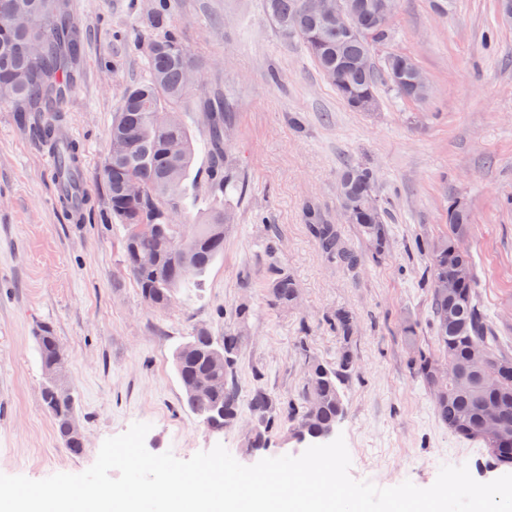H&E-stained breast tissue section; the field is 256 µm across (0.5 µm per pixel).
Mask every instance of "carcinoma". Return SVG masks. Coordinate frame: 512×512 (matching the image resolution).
<instances>
[{
    "instance_id": "carcinoma-1",
    "label": "carcinoma",
    "mask_w": 512,
    "mask_h": 512,
    "mask_svg": "<svg viewBox=\"0 0 512 512\" xmlns=\"http://www.w3.org/2000/svg\"><path fill=\"white\" fill-rule=\"evenodd\" d=\"M306 0H264L266 13L286 36L305 44L323 77L353 112L358 102L378 98L379 83L400 99L426 100L428 79L417 80L419 65L404 53H390L369 64L375 46L391 38V22L380 17L386 0H345L352 13V30H338L324 16L305 8ZM169 0H154L148 31L139 34L145 60V78L125 86L119 109L112 117L110 146L98 176L108 187L112 221L125 230L123 267L141 298L156 310L167 308L183 288L196 287L224 254V226L234 223L230 196L242 195L244 183L229 164L224 148L228 118L224 98L208 104L210 166L206 187L199 191L194 174L195 147L184 120V108L193 96L189 75L194 64L177 36L167 30ZM81 31L67 0H0V105L15 108L20 121L38 113L37 132L48 142L57 139L58 126L44 120L59 112L79 81ZM345 192L354 205L352 223L363 246L352 245L341 227L314 203L305 206V223L324 260L348 273H357L369 259L383 256L392 245L386 206L377 195L375 171L359 162L340 172ZM134 185L137 196L123 189ZM440 236L420 234L412 250L426 265L423 279L430 291L432 330L437 353L417 347L416 325L407 321L402 333L411 351L410 363L432 395L438 420L459 438L484 445L496 468L512 469V349L501 345L500 329L481 304L473 256L455 248L458 237L469 235L472 217L459 200L448 202ZM194 240L185 264L171 262L168 246ZM140 252L156 262L135 264ZM465 276L447 294L439 283ZM268 305L277 310L295 308L300 289L286 270L276 271L265 284ZM251 311L239 305L224 313L241 328ZM340 340L336 359L327 362L300 344L306 365L298 397L288 401L270 391L255 372L249 390L250 426L244 452L256 456L272 441L325 440L345 417L346 384L356 373L352 340L358 329L356 314L338 308L327 317ZM35 341L44 373L57 365L55 330L42 323ZM241 337L227 330L217 337L205 328L180 343L174 351V369L186 407L211 432L221 434L237 425L241 387L237 375ZM42 402L64 449L83 455L84 438L77 431V397L65 374L45 381Z\"/></svg>"
}]
</instances>
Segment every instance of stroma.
<instances>
[{"instance_id":"stroma-1","label":"stroma","mask_w":512,"mask_h":512,"mask_svg":"<svg viewBox=\"0 0 512 512\" xmlns=\"http://www.w3.org/2000/svg\"><path fill=\"white\" fill-rule=\"evenodd\" d=\"M150 0H69L82 31L80 81L64 106V124L81 147L88 182L84 217L74 222L57 200L45 144L13 110L0 107V474L40 480L78 474L103 441L136 422L150 424L149 452L181 460L223 445L241 464L242 431L210 432L183 405L173 353L199 327L224 333V312L252 310L238 372L249 387L260 370L270 390L296 396L303 366L299 344L322 359L339 340L325 321L339 307L359 318L352 349L358 373L346 390L337 427L357 481L431 486L441 466H470L480 482L484 448L448 432L428 389L409 364L403 341L413 321L431 344L424 260L410 245L439 235L451 200L470 209L467 246L479 296L502 338L512 337V24L498 0H399L390 41L376 58L411 55L427 74L423 104L381 90L373 112L349 111L304 45L278 31L262 0H173L171 25L190 50L199 86L184 118L196 141V169L207 168L203 109L214 94L232 107L227 150L245 194L224 230V254L198 288L181 290L164 311L149 308L124 272L121 225L105 222L109 192L97 173L126 83L144 77L136 37ZM300 125H293V118ZM351 162L370 165L377 194L392 216L393 244L357 274L328 265L304 222L315 202L338 210L336 185ZM299 283L300 305L281 311L264 283L275 269ZM49 322L65 350L86 444L82 456L62 447L42 403L43 371L34 331Z\"/></svg>"}]
</instances>
